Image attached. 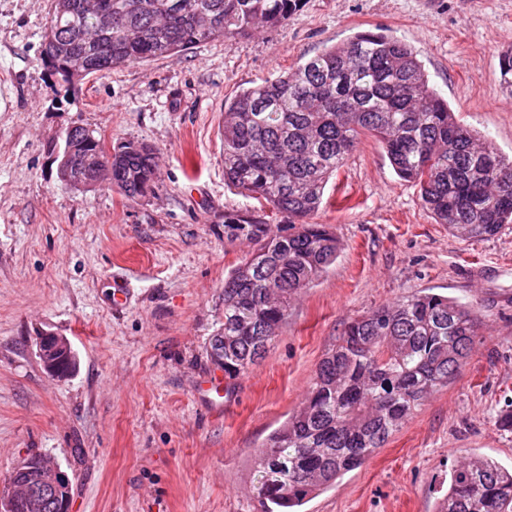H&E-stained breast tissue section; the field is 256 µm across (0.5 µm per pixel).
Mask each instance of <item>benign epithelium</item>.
<instances>
[{"label":"benign epithelium","mask_w":512,"mask_h":512,"mask_svg":"<svg viewBox=\"0 0 512 512\" xmlns=\"http://www.w3.org/2000/svg\"><path fill=\"white\" fill-rule=\"evenodd\" d=\"M65 75L73 85L81 82L90 75L87 62L82 58L73 59L65 67ZM63 151L65 158L58 169L61 181L76 190L91 187V181L79 174L87 165L84 151L72 143L63 146ZM38 356L45 369L56 379L64 381L73 376L75 369L71 363L75 361V354L67 337L47 333L38 341ZM70 489L67 475L54 458L46 455L29 457L17 465L9 491L0 496V512H17L21 506L29 512H37L45 493L56 499L58 512H70Z\"/></svg>","instance_id":"1"}]
</instances>
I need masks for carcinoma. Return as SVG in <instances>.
Instances as JSON below:
<instances>
[{
    "instance_id": "cac0c4a2",
    "label": "carcinoma",
    "mask_w": 512,
    "mask_h": 512,
    "mask_svg": "<svg viewBox=\"0 0 512 512\" xmlns=\"http://www.w3.org/2000/svg\"><path fill=\"white\" fill-rule=\"evenodd\" d=\"M112 24L50 18L42 57L63 83L81 54L93 72L176 58L208 40L277 27L303 0H104ZM87 130L90 177L136 200L152 191L153 146L113 148L112 175L99 173ZM224 179L288 217L224 214V236L253 250L224 279V324L210 337L212 364L229 377L264 358L291 299L338 257L336 237L308 219L329 179L361 137L376 138L403 180L419 186L441 224L465 239L512 224V158L461 123L430 85L417 53L382 32H361L300 62L291 72L239 92L224 105ZM479 321L473 308L428 289L352 319L319 362L302 407L258 453L252 473L257 512H298L312 495L361 466L429 395L448 386L470 357ZM435 512H512V471L480 455L451 468Z\"/></svg>"
}]
</instances>
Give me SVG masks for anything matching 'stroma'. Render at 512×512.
I'll return each instance as SVG.
<instances>
[{"label":"stroma","instance_id":"1","mask_svg":"<svg viewBox=\"0 0 512 512\" xmlns=\"http://www.w3.org/2000/svg\"><path fill=\"white\" fill-rule=\"evenodd\" d=\"M51 0H0V491L24 458L55 459L71 512H255L256 453L305 398L325 351L363 312L431 288L482 322L467 364L362 466L302 512H434L448 472L476 453L512 468V224L479 240L437 223L375 138L362 137L325 189L314 224L339 256L298 293L265 357L232 379L223 412L199 400L213 372L224 279L249 246L224 215L268 207L224 181V104L242 89L361 31L418 53L457 117L512 158V0H305L288 23L205 41L175 59L116 67L68 86L41 46ZM71 126L112 147L145 142L146 198L74 191L54 147ZM128 288L112 302V282ZM66 336L78 368L56 380L40 333Z\"/></svg>","mask_w":512,"mask_h":512}]
</instances>
